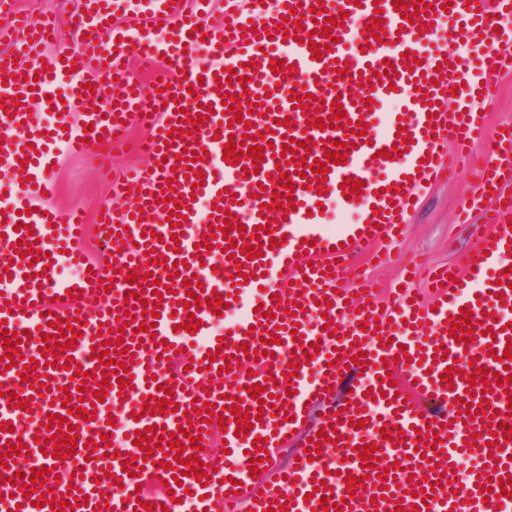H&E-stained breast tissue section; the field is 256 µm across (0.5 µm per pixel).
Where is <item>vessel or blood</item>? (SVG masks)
<instances>
[{
	"label": "vessel or blood",
	"instance_id": "vessel-or-blood-1",
	"mask_svg": "<svg viewBox=\"0 0 512 512\" xmlns=\"http://www.w3.org/2000/svg\"><path fill=\"white\" fill-rule=\"evenodd\" d=\"M122 0H79L76 13L77 49L52 57L45 68L22 63L36 55L38 43L54 34L49 20L20 18V28L38 32L37 42L15 45L0 52V183L9 204L0 208V321L8 332H29L28 343L18 353L35 359L34 378L41 387L23 382L18 367L0 366V390L16 392L24 407L0 403V446L23 445L27 455L9 456L0 468V512H51L41 504L40 493L23 496L33 470L49 467L42 476L44 489L66 504L65 512H237L241 498L234 495V481L253 483L248 467L263 450L273 449L286 435L306 430L321 448L320 454H300L286 476L275 477L258 494L251 512H267L270 505L288 512H512V497H502V479L512 475L503 461L512 457V439L498 430V457H490L485 438L491 413L507 408L506 386L469 395L464 371L477 362L488 373L503 372L504 355L512 344V271L502 262L512 247V201L496 209L494 229L474 247L463 267H440L433 272L437 297L432 305L414 299L410 290L398 292L386 304L368 299L362 289L344 288L353 275L350 264L358 248L395 237L403 224L411 199L424 181L440 168L448 143L468 149L482 126L473 110L477 99L493 95L501 75L512 73V0H421L420 23L407 20V11L393 0H244L242 7L224 19L208 22L202 13L206 0L185 9L181 0H141L133 25L123 27L113 18ZM382 10L379 35L368 25L375 10ZM303 24L290 21V14ZM341 18L330 36H323L327 18ZM173 24L169 37L155 38L160 24ZM324 56H317V49ZM287 69L273 73L274 60ZM156 69L158 78L144 85L132 74L133 62ZM393 72H386V63ZM238 82H230V73ZM115 81L120 89L114 103L103 104V81ZM250 92L253 100L249 123H233V111L222 105V95ZM311 94L325 102L340 101L352 123L367 125L366 135L315 128L316 109L293 106L294 98ZM52 111L55 123L44 124L39 115ZM80 123L68 125L72 113ZM204 113L199 125L191 117ZM150 131L145 152L152 170L122 172L116 183L117 198L135 197V208L117 211L105 205L98 223L104 250L113 252L111 266L91 262L90 278L63 281L58 277V251L81 263L80 244L87 233L75 210L32 211L34 198L44 189L47 168L59 152L94 150L101 159L124 150L130 142L132 123ZM275 127L273 146L265 150L260 165L241 168L227 164L228 141L243 142L265 126ZM408 132L410 143L398 144L396 135ZM295 139L297 156L308 164L322 158L325 145L338 140L351 144L343 164L332 166L327 177L300 175L282 154L283 139ZM401 145L396 159L382 157V148ZM512 169V131L496 143L484 162L480 177L491 191H498L503 171ZM204 173L205 184L193 187L191 175ZM287 173L295 178V209L289 214L272 210L269 178ZM362 180L358 199H351L344 178ZM174 187L175 203L187 206L186 221L173 214L175 203L157 201L161 189ZM206 212H199L200 201ZM333 201L353 211L357 220L328 230L316 218L320 205ZM240 227L223 238L227 214ZM265 233H257V226ZM129 240H120V231ZM176 237L178 251L165 240ZM38 246L40 261L22 257L28 247ZM256 258H247L246 247ZM162 253L168 263L178 264V276L148 263V251ZM313 265H306V257ZM241 274L230 277L231 269ZM152 274L143 283V300H125L133 273ZM290 284L281 288L280 274ZM196 278L197 287L186 289L184 278ZM112 280L105 289L104 280ZM164 286L158 316L144 312V301L153 300L155 286ZM110 299L111 310L87 311L81 297ZM199 302H188V294ZM222 297L231 309H245V316L229 332L218 334V315L204 303ZM329 308H322V301ZM274 317H265V310ZM483 329L477 339L455 341L451 321L461 310ZM143 318L154 324V333L125 331L127 354L115 355L114 366L92 359L94 343L110 338L109 330L121 315ZM70 316L79 339L71 352L43 356L45 335L51 321ZM200 322L195 332L182 330L187 317ZM361 355L363 369L352 386L345 410L325 414L313 428H306L304 409L322 401L345 374L352 356ZM178 356L182 373L172 377L162 371V360ZM66 359L69 369H58L55 359ZM257 366L256 374L241 378V365ZM296 375L285 378L287 364ZM457 366L451 382H443L445 368ZM133 380L125 389L116 383L124 372ZM224 377L225 389L207 390L209 379ZM110 389L104 401L93 390L99 379ZM262 383L269 396L259 402L246 392ZM84 388L82 400H68L66 391ZM174 392L178 412L140 416L142 405H156L166 392ZM421 396L438 404L432 414L411 403ZM227 408L238 407L254 416L248 434H237L230 421L224 439L229 449L223 460H212L199 451L206 463L207 482L183 474L174 457L164 456L159 436L151 434L152 454H144L131 438L146 427L184 430L182 445L201 434L210 439L211 425L188 423L192 402ZM476 416H466V408ZM94 409L89 420L77 418L76 410ZM63 417L60 431L74 429L78 447L71 459L41 453V441L51 439L49 415ZM117 415L119 426L108 423ZM363 419L364 428L354 426ZM398 426L399 443L384 440L385 424ZM337 443H329V436ZM264 438L256 449V438ZM95 442L99 456L91 458L87 444ZM377 450L376 466L362 465V446ZM129 466H122V459ZM81 469L71 484L56 481L70 462ZM470 465L466 483L454 478L455 470ZM366 484L348 489L351 477ZM165 482L162 490L148 491L146 480ZM107 487L102 500L97 486ZM488 495H481V488ZM87 495L85 505L67 503L68 489ZM332 508H325V500Z\"/></svg>",
	"mask_w": 512,
	"mask_h": 512
}]
</instances>
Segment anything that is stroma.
I'll list each match as a JSON object with an SVG mask.
<instances>
[{
	"label": "stroma",
	"instance_id": "35a3bbf8",
	"mask_svg": "<svg viewBox=\"0 0 512 512\" xmlns=\"http://www.w3.org/2000/svg\"><path fill=\"white\" fill-rule=\"evenodd\" d=\"M16 8L33 16L55 18L58 38L44 47L43 58L76 46L69 20L73 9L71 0H16ZM475 109L483 117L484 132L476 140L474 151L485 156L495 133L505 126L512 128V74L502 76L497 94L478 100ZM99 166L100 160L92 152L83 156L60 155L46 194L38 199L39 204L55 209L80 208L88 225H95L98 209L113 198L99 175ZM481 193L479 181L465 165L439 173L420 191L418 202L409 210L396 239L359 251L357 261L364 281L385 297L400 285L409 259L430 264H461L464 255L489 230L482 213L477 211L472 213L470 223L458 221L460 210Z\"/></svg>",
	"mask_w": 512,
	"mask_h": 512
}]
</instances>
